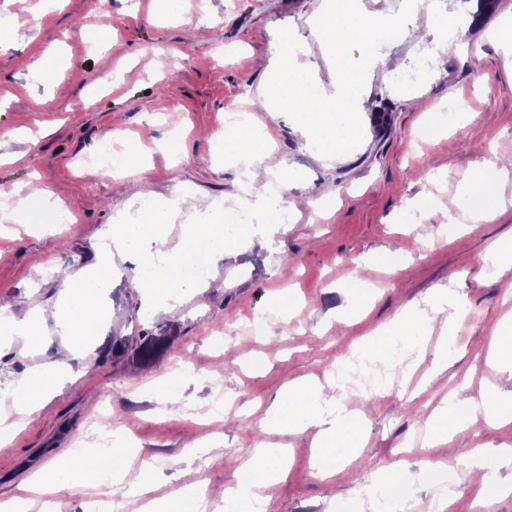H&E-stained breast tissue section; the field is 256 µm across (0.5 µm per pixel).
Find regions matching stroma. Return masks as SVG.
Instances as JSON below:
<instances>
[{
	"label": "stroma",
	"mask_w": 512,
	"mask_h": 512,
	"mask_svg": "<svg viewBox=\"0 0 512 512\" xmlns=\"http://www.w3.org/2000/svg\"><path fill=\"white\" fill-rule=\"evenodd\" d=\"M171 3L112 0L103 11L98 0H66L61 10L43 14L38 0H0V9L33 21L0 52V156L7 158L0 189L40 176L78 218L60 226L43 211L32 224H0V296L43 319L38 348L19 341L0 347V391L54 360L61 344L54 320L58 274L95 265L101 234L118 216L136 214L141 200L162 201L176 189L193 197L194 208L173 212L166 226L173 248L214 203L245 197V162L225 157L213 137L224 130L228 111L249 110L255 126L269 133L259 164L283 182L291 221L241 225L235 252L209 263L208 280L194 290L170 289L155 304L137 285L139 255L114 254L104 334L73 361L74 379L0 448V500L18 495L35 470L68 458L75 443L109 424L134 438V450L117 454L119 467L155 460L160 497L232 483L265 443L288 451V478L271 512H328L339 505L368 512L365 488L376 476L401 486L419 512L436 496L440 479L418 472L425 455L454 460L455 512H472L477 502L484 512H512V491L477 500L464 471L471 449L485 448L501 483L512 488V462L501 456L512 449V421L477 426L446 448H419L429 417L444 401L459 403L482 391L512 398V375L485 378L493 366L488 340L512 304V266L486 271L490 247L512 234V175L499 178L487 166L496 157L512 158V79L488 31L512 22V0H497L480 24H464L454 47L431 37L387 43L382 54L391 76L364 82L352 112L359 137L339 155L311 146L295 118L272 114L262 98L267 74L257 65L273 56L280 32L291 30L310 55L316 86L333 91L336 71L314 29L323 0H207L205 10L177 13ZM146 53L157 56L153 69L140 62ZM422 56L430 62L426 82L395 81ZM104 58L118 75L108 86L96 81ZM45 60L56 69L49 79L40 71ZM454 99L460 120L432 131L426 110ZM106 139L122 149L143 144L147 175L85 177L87 160ZM438 167L443 177L432 176ZM479 170L495 183L504 208L493 220L464 219L453 234L442 233L443 210ZM411 208L418 220L408 224L403 216ZM366 261L376 264L379 291L353 316V279ZM445 289L469 303L447 370L429 381L442 333L436 326L414 349L416 389L394 383L385 392L347 395L367 444L343 475H316L312 433L263 431L285 384L324 382L334 358L388 324L401 307ZM151 335L168 336L170 343L157 360L139 363L137 351ZM117 339L125 345L119 356L112 353ZM218 370L229 407L214 449L205 411ZM172 396L191 403L188 415L169 414L163 400ZM192 439L201 444L195 454L187 450Z\"/></svg>",
	"instance_id": "stroma-1"
}]
</instances>
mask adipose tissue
<instances>
[{
  "mask_svg": "<svg viewBox=\"0 0 512 512\" xmlns=\"http://www.w3.org/2000/svg\"><path fill=\"white\" fill-rule=\"evenodd\" d=\"M421 15L429 19V33L444 43H453L457 32L456 10L449 0H404L400 11L386 14L365 13L356 0H326L317 28L323 52L336 65L339 79L335 94L307 95L305 85L312 63L294 36L284 32L279 36L278 51L268 66L266 102L277 106L279 111L295 114L308 140L318 149L333 154L342 152L344 143L336 130L335 113L348 111L352 92L364 81L366 73L383 72L381 46L407 33L410 20ZM191 204L190 198L176 194L168 203L147 211L138 221L109 225L104 232L106 243L99 258L105 275L86 269L65 274L61 282L63 306L56 320L64 352L51 364L38 368L35 375L14 382L10 391L13 411L24 417L36 413L55 387L71 376L70 361L78 350L99 340L106 315L102 302L112 284L107 270L112 266L113 250H128L132 243L148 235L157 245H165L164 229L172 208H186ZM466 305L463 296L442 290L430 296L424 307L405 306L392 320L387 335L376 340L374 354L380 360H387L394 339L417 343L426 335L431 323H441L446 335L430 370L431 378H438L448 366L445 354L449 344L456 340ZM479 415L487 424L497 425L512 417V403L496 401L482 393L470 397L462 413L453 420L448 417L447 407H439L428 421L423 447L447 443L452 436L472 427ZM357 421V414L348 409L334 382L322 386L295 381L287 386L284 400L269 409L265 425L270 429L312 431L319 450L315 467L320 476L327 478L340 474L341 468L332 461L331 453L334 447L352 436ZM95 474L96 460L91 455L77 461L50 463L27 479V494L0 501V512H29L30 495L34 492L90 488ZM287 476L285 453L261 448L238 473L234 484L220 490L219 495L227 502L252 501L266 512L277 486Z\"/></svg>",
  "mask_w": 512,
  "mask_h": 512,
  "instance_id": "adipose-tissue-1",
  "label": "adipose tissue"
}]
</instances>
